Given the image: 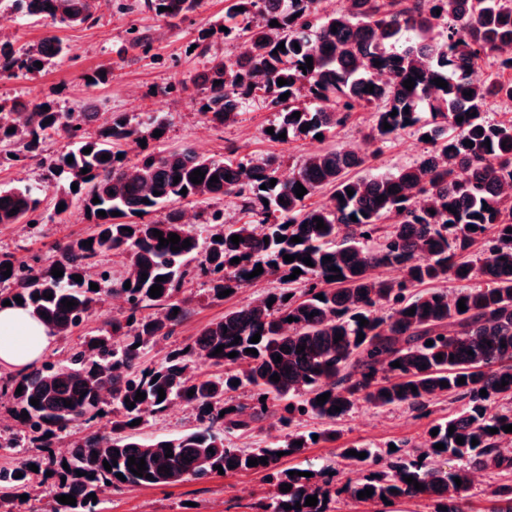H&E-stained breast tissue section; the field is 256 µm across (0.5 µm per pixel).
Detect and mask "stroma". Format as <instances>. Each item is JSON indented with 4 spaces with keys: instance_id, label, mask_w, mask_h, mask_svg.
Instances as JSON below:
<instances>
[{
    "instance_id": "stroma-1",
    "label": "stroma",
    "mask_w": 512,
    "mask_h": 512,
    "mask_svg": "<svg viewBox=\"0 0 512 512\" xmlns=\"http://www.w3.org/2000/svg\"><path fill=\"white\" fill-rule=\"evenodd\" d=\"M122 2L108 0L98 9L93 21L74 28L11 16L10 40L14 46L36 43L54 35L69 44L72 53L49 64L34 78L0 80V99L53 95L62 109L94 112L104 123L121 115L138 118L148 113L160 114L167 120L168 133L163 141L149 142V149L160 152L189 145L208 157L221 159L232 152L244 161L275 154L282 159L279 176L283 179L308 154L336 145L366 151L367 171L371 174L386 173L411 163L426 148L413 133L368 144L366 135L372 117L367 112L356 114L326 139L307 136L288 143L267 137L265 130L274 116L257 100L246 101L237 122L227 125L206 122L197 114L201 94L192 79L208 60L194 51L193 46L202 31L224 25L226 0H203L196 13L173 25L148 11L122 10ZM133 28L154 38V48L149 54L130 47L129 31ZM100 68L110 69L108 81L87 85L85 74ZM53 205V199H45L41 206L42 220L34 228L0 227V254L8 253L21 260L35 254L45 260L52 259L60 244L91 232L92 224L81 206L71 205L58 216ZM190 288L195 298L188 305L184 320L160 345L143 348L141 366L154 365L164 352L192 343L201 329L222 318L225 311L240 307L260 294L259 289L247 287L226 298L214 299L208 295L205 285L194 282ZM447 415L448 403L444 400L432 404L426 417L408 408L376 409L361 403L337 421V441L312 445L298 455L281 459L280 464L285 468L298 466L315 471L331 466L337 468L335 480L341 483L345 480L346 463L337 458V448L357 442L382 450L388 443L401 440L419 445L426 440L432 422ZM199 425L196 408L177 402L161 414L147 416L139 432L147 441L170 439L192 432ZM29 460L52 469L57 458L49 449L32 441L26 430L15 426L0 432V466H15ZM271 491L262 474L244 472L168 487L116 490L104 486L98 498L100 512H251V504Z\"/></svg>"
}]
</instances>
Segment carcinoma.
<instances>
[{
  "instance_id": "cac0c4a2",
  "label": "carcinoma",
  "mask_w": 512,
  "mask_h": 512,
  "mask_svg": "<svg viewBox=\"0 0 512 512\" xmlns=\"http://www.w3.org/2000/svg\"><path fill=\"white\" fill-rule=\"evenodd\" d=\"M3 2L26 19L72 27L93 20L97 9L94 0ZM228 2L224 37L243 39L248 51L233 59H211L198 77L203 90L198 114L205 121H233L247 100L260 97L277 114L270 139L284 132L289 142L324 136L368 110L373 117L369 141L383 142L413 129L431 137L428 148L414 163L369 176L355 174L365 168L367 155L344 147L309 155L286 180L279 179L281 160L274 155L243 163L204 157L188 146L163 154L145 148L129 163L117 158L125 154V145L163 140L168 124L161 116L148 114L135 124L120 116L91 133L87 127L93 112L64 111L48 98L1 99L0 165L19 160L14 148L37 157L47 138L65 135L71 149L50 162L48 180L69 187L75 183L78 189L56 196L54 207L70 205L71 194L78 197L83 209L90 210L93 231L68 242L61 258L47 266L38 258L34 266L1 254L0 283L5 288L0 290V304L8 300L14 305L20 297L33 316L57 335L68 336L95 315L102 290L90 289V283L106 282L104 272L95 270L97 257L124 253L130 288H119L125 307L108 322L109 330L89 337L66 359L46 361L18 380L0 377V396L13 402L14 417L42 448L59 443L76 421L104 419L111 427L109 434L69 441L55 471L57 481L50 487L27 463L1 467L0 512H13L18 494L32 487L38 502L48 496L75 497L76 505L57 501L52 512H98L88 495L106 483L125 489L171 486L216 475L215 465L222 466L226 477L255 472L270 480L274 491L257 501L254 512H336L342 496L355 504L385 498L420 502L430 512H440V506L447 512H471L464 496L471 477L491 469L512 472V449L504 446L512 442V432L503 430L512 425V410L498 408L512 396V233L507 232L512 228V193L507 191L512 188V119L491 122L485 116L489 99L512 101V53L501 51V46L512 44V0H345L340 10L330 13L318 7L320 0ZM200 5L201 0H135L126 8L174 20L187 18ZM161 7L166 11H159ZM273 20L278 26H270ZM281 43L283 52L277 49ZM71 52L54 35L27 48L0 41V79L34 76ZM308 57L313 58V69L305 72L301 67ZM487 60L494 72L474 79ZM377 61L381 65H375ZM37 62L42 67H36ZM410 77L415 85L409 91L403 81ZM280 78L287 84L278 85ZM436 78L445 80L447 88L436 86ZM218 80L221 84L214 85ZM367 85L374 86L373 92L365 91ZM469 90L472 96L463 95ZM285 93L289 97L280 100ZM393 111L397 115H391ZM295 112L300 113L297 119L292 117ZM385 122L391 128L383 129ZM305 125L309 129L301 130ZM12 127L15 131L8 132ZM157 130L162 135L155 138ZM466 140L473 146H465ZM87 147L91 152L85 154ZM104 154L109 159H101ZM198 168L205 177L194 184L190 175ZM176 175L181 177L177 183ZM214 175L219 182H210ZM298 183L307 190L300 198L294 193ZM322 189L330 191L329 204L309 207L306 200ZM349 189L354 191L351 196ZM45 191V185L0 186V225L38 223ZM156 191L160 195H154ZM224 195L238 198L249 220L226 227L224 216L214 211L209 223L219 230L206 238L184 223V213L176 207L187 199ZM380 195L384 199L376 200ZM95 197L99 202H92ZM449 206L456 212L448 211ZM14 208L17 214L9 215ZM163 208L162 218L143 220ZM100 211L106 216L98 215ZM315 218L323 219L326 229H316ZM155 229L165 238L175 233L182 242L188 239L191 246L179 251L169 244L161 247ZM233 235L242 237L239 244L231 242ZM216 236L222 240H214ZM281 236L285 240L277 241ZM295 236L302 242H291ZM89 239L91 247L82 245ZM286 255L294 261H285ZM306 256L313 266L303 263ZM326 256L331 261L323 262ZM235 257L241 258L237 264L232 263ZM6 263L11 264L7 278L2 275ZM258 265L262 274L247 278ZM55 266L63 276L51 274ZM333 266L339 272L332 271ZM296 268L301 274L287 279ZM379 268H396L401 276L383 279L375 275ZM143 273L148 274L144 281ZM75 275L81 281H75ZM159 276L166 280L156 282ZM274 277L282 287L225 312L189 349L169 352L155 367L139 368L141 348L167 339L186 315L191 301L182 291L186 281L204 280L209 296L216 299L226 289L256 287ZM477 279L483 286L471 287ZM450 281L457 287H445ZM156 283L162 285L161 296L152 298L149 290ZM45 293L53 297L47 299ZM318 294L323 299L316 298ZM271 297L275 302L269 307ZM462 298L464 311L458 308ZM64 299L77 305L68 310L61 304ZM411 308L415 313L406 314ZM290 316L294 321H287ZM362 318L367 325H360ZM257 333L260 341L251 342ZM337 333L343 335L338 342ZM429 340L433 345H426ZM220 345L223 352L212 355ZM247 348L258 355L246 353ZM201 352L224 373H192L190 358ZM231 352L238 356L228 357ZM278 355L282 361L276 363ZM395 361L400 366H391ZM274 374L279 381L271 380ZM461 377L463 384L458 383ZM235 380L252 386V404L224 402V394L235 390ZM442 381L448 386H441ZM504 381L508 385L503 387ZM160 388L166 393L161 401ZM482 389L487 396L480 395ZM138 391L145 394L144 400L135 399ZM327 392L328 400L317 404V397ZM442 397L457 403L456 410L432 425L438 434L428 436L412 455L346 445L339 457L368 468V473L339 486L328 477L291 476L280 468L277 453L294 456L315 444L312 433L291 429L298 413L333 423L362 401L379 409L406 406L426 415L430 404ZM32 398L39 399V405H32ZM66 401L72 406L64 405ZM176 401L197 408L199 428L150 443L132 432V421L162 412ZM281 401L288 402L280 417L288 429L284 440L269 448L224 444V432L249 427ZM336 406L341 411H334ZM24 411L29 418H21ZM491 428L498 432L489 433ZM459 436L464 438L461 445L456 443ZM474 439L478 444H471ZM298 441L302 445H296ZM438 443L445 449L434 448ZM167 446L172 449L168 458ZM209 448L214 453L207 452ZM349 450L367 456L360 459L347 454ZM131 456L145 458L143 476L130 471ZM262 457L267 463L248 465V460ZM114 460L117 465L106 470L103 462ZM163 465L170 472L159 470ZM79 471L83 476H77ZM119 473L125 480L117 478ZM409 476L424 489L407 483ZM456 477L462 481L459 486ZM283 484L291 490L280 491ZM367 488L374 493L358 498ZM491 494L490 512H512V483L495 485ZM314 495L317 505H305ZM297 502L299 510L294 509ZM286 504L290 509H284Z\"/></svg>"
}]
</instances>
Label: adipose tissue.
<instances>
[{"label":"adipose tissue","instance_id":"adipose-tissue-1","mask_svg":"<svg viewBox=\"0 0 512 512\" xmlns=\"http://www.w3.org/2000/svg\"><path fill=\"white\" fill-rule=\"evenodd\" d=\"M55 337L47 325L19 306H0V372L22 376L37 368Z\"/></svg>","mask_w":512,"mask_h":512}]
</instances>
